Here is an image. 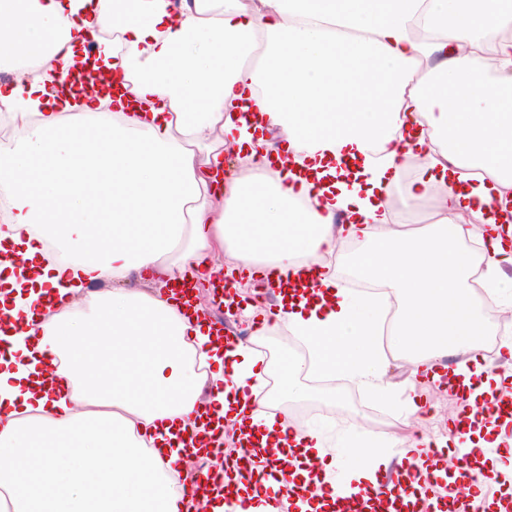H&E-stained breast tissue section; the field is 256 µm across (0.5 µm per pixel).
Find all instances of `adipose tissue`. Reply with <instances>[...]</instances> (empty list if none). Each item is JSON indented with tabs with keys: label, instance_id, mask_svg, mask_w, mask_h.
Masks as SVG:
<instances>
[{
	"label": "adipose tissue",
	"instance_id": "ef3b65f1",
	"mask_svg": "<svg viewBox=\"0 0 512 512\" xmlns=\"http://www.w3.org/2000/svg\"><path fill=\"white\" fill-rule=\"evenodd\" d=\"M171 7L0 0V64L40 63L0 87V109L25 131L0 158V316L24 325L0 357V512H197L160 456L183 452L205 387L237 441L256 433L258 483L275 484L271 448L318 490L336 486L352 452L353 478L376 483L372 444L347 436L330 452L319 428L265 409L269 378L287 392L314 368L383 389L380 306L323 264L346 243L360 276L393 289L392 334L416 373L447 377L473 403L506 382L480 364L491 329L469 294L466 242L484 244L482 286L500 295L512 225L488 209L512 189V39L499 35L512 0H195L176 24ZM111 28L121 43L103 38ZM50 53L67 70L110 61L107 111L61 93ZM248 112L278 131L298 171L272 170L253 148ZM228 145L249 167L226 180ZM416 152L426 160L404 180L401 159ZM398 186L441 216L395 230ZM221 251L227 277L279 291L259 335L284 324L310 362L270 366L179 312L166 284L209 278ZM134 272L162 290L122 289ZM456 354L465 362L440 374L436 359Z\"/></svg>",
	"mask_w": 512,
	"mask_h": 512
}]
</instances>
